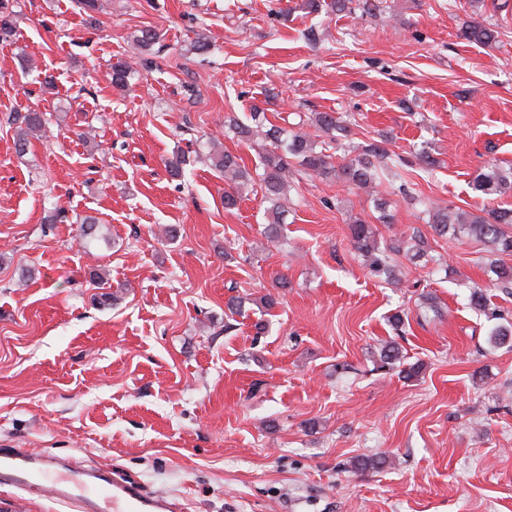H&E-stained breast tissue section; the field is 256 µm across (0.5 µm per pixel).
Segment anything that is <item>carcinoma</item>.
I'll return each mask as SVG.
<instances>
[{
  "label": "carcinoma",
  "mask_w": 512,
  "mask_h": 512,
  "mask_svg": "<svg viewBox=\"0 0 512 512\" xmlns=\"http://www.w3.org/2000/svg\"><path fill=\"white\" fill-rule=\"evenodd\" d=\"M12 0H0V39L10 40L15 35V11ZM303 8L308 13H320L328 8L336 13L354 14L361 12L375 16L381 13L380 0H305ZM499 36L497 25L478 18L467 22L463 38L474 44L486 45ZM158 33L149 27L139 30L133 36L131 47L137 59L136 64L128 62L112 66L110 84L117 90L128 87L130 80L137 73V67L148 62L146 55L158 43ZM265 108L255 104L250 113L251 122H245L234 114L224 116V127L241 143L253 141L262 135L264 148L259 154L260 164L251 173L239 163V157L225 151L214 153L209 157L211 166L224 173L227 188L224 189V208L231 210L258 184L262 197L268 203L266 220L267 238L276 242L280 238L282 215L285 212L287 194L294 179L299 176H320L334 178L355 189H363L371 196L374 208L379 212L378 220L382 224L396 223V209L391 207L378 187V169L389 165H404L406 159L389 151L388 137L384 136L363 146H351L345 143L349 130L346 120L337 112H312L307 117V125L315 130L311 135L303 131H290L285 127L270 125L263 132L254 129L253 123L259 120ZM16 124L15 147L18 154L26 153L29 137L42 130L45 125L43 113L30 111L14 118ZM340 148L352 154L344 163L334 161L332 150ZM413 156L425 171H432L436 159L426 143L414 149ZM475 191L491 200L486 208L478 213H468L453 208L429 203L423 213L425 223L433 235L455 238L471 237L488 247V252L496 256H512V209L492 204V201L512 192V172H505L493 164L475 171L472 178ZM350 235L353 247L362 257L368 273L375 278H385L392 284L393 256L403 253L413 257L425 256L431 250L428 238L418 230L409 238H395L384 246L376 239V233L365 220L354 218L350 222ZM102 224L93 216H87L78 222V236L86 241L101 236ZM498 288H512V266L499 263L493 266ZM470 306L485 315L492 323L489 341L495 347L512 349V316L490 307L484 291L474 289L470 294ZM402 352L394 342L383 345L379 352L377 370H390L401 361Z\"/></svg>",
  "instance_id": "carcinoma-1"
}]
</instances>
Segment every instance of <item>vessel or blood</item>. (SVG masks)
<instances>
[{
    "label": "vessel or blood",
    "instance_id": "obj_1",
    "mask_svg": "<svg viewBox=\"0 0 512 512\" xmlns=\"http://www.w3.org/2000/svg\"><path fill=\"white\" fill-rule=\"evenodd\" d=\"M0 474L16 489L47 491L71 512H101L106 504L112 512H170L172 508L167 499L147 492L138 481L118 480L105 471L90 474L78 467L60 475L51 457L24 448L0 452Z\"/></svg>",
    "mask_w": 512,
    "mask_h": 512
}]
</instances>
